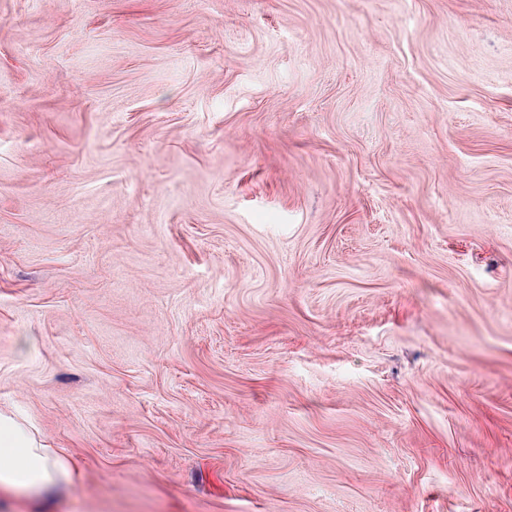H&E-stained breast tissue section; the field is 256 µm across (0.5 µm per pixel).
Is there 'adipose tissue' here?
<instances>
[{
	"label": "adipose tissue",
	"mask_w": 512,
	"mask_h": 512,
	"mask_svg": "<svg viewBox=\"0 0 512 512\" xmlns=\"http://www.w3.org/2000/svg\"><path fill=\"white\" fill-rule=\"evenodd\" d=\"M73 477L70 464L10 414L0 412V492L42 495Z\"/></svg>",
	"instance_id": "ef3b65f1"
}]
</instances>
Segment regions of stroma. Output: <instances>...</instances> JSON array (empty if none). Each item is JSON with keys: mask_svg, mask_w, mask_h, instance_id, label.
Returning a JSON list of instances; mask_svg holds the SVG:
<instances>
[{"mask_svg": "<svg viewBox=\"0 0 512 512\" xmlns=\"http://www.w3.org/2000/svg\"><path fill=\"white\" fill-rule=\"evenodd\" d=\"M0 512H512V0H0ZM73 477L70 464L10 414L0 412V492L42 495Z\"/></svg>", "mask_w": 512, "mask_h": 512, "instance_id": "obj_1", "label": "stroma"}]
</instances>
